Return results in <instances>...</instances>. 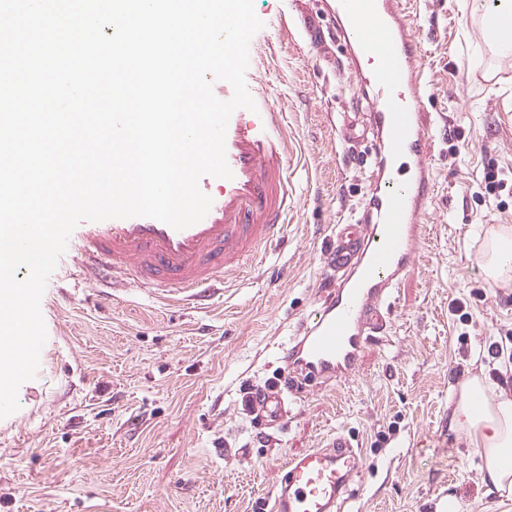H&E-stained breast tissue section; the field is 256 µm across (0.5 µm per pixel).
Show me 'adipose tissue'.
Instances as JSON below:
<instances>
[{
  "label": "adipose tissue",
  "instance_id": "ef3b65f1",
  "mask_svg": "<svg viewBox=\"0 0 512 512\" xmlns=\"http://www.w3.org/2000/svg\"><path fill=\"white\" fill-rule=\"evenodd\" d=\"M484 41L501 61L512 60V0L482 11ZM479 267L487 279L512 281V226L485 231ZM449 425L479 450V469L491 492L512 494V393L486 377L464 381L453 402Z\"/></svg>",
  "mask_w": 512,
  "mask_h": 512
}]
</instances>
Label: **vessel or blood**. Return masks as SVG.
<instances>
[{
	"mask_svg": "<svg viewBox=\"0 0 512 512\" xmlns=\"http://www.w3.org/2000/svg\"><path fill=\"white\" fill-rule=\"evenodd\" d=\"M333 19L330 35L344 45L352 70L365 73L358 95L367 103L362 116L344 115L339 138L373 144L376 186L364 216L337 225L324 251L336 286L284 350L285 381L251 394L253 413L269 427L291 419L298 387L353 379L364 349L389 341L384 306L419 258L435 191L421 40L402 0H336ZM225 146L233 176L201 179L212 199L201 221L180 231L148 217L80 225L82 275L191 308L223 293L225 284L274 251L295 206L288 116L263 101L253 111L237 109ZM359 457L358 446L341 432L287 457L269 512H346Z\"/></svg>",
	"mask_w": 512,
	"mask_h": 512,
	"instance_id": "b4317fda",
	"label": "vessel or blood"
}]
</instances>
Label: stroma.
<instances>
[{"instance_id":"obj_1","label":"stroma","mask_w":512,"mask_h":512,"mask_svg":"<svg viewBox=\"0 0 512 512\" xmlns=\"http://www.w3.org/2000/svg\"><path fill=\"white\" fill-rule=\"evenodd\" d=\"M251 41L269 106L288 115L297 201L287 248L208 308H163L128 288L91 291L67 246L41 312L48 339L19 409L0 419V512H267L287 456L343 431L361 449L354 512H512L487 492L478 450L448 428L460 384L477 372L512 389V282L480 273L474 233L512 225V62H497L473 0H407L421 38L425 108L446 118L431 153L436 188L421 255L390 309L391 344L367 347L358 377L307 387L283 428L245 406V386L282 376L280 348L319 307L322 255L361 215L374 148L336 132L356 74L331 43L313 52L282 22L317 0H253ZM279 51L267 58L269 44ZM494 171L502 188H486Z\"/></svg>"}]
</instances>
